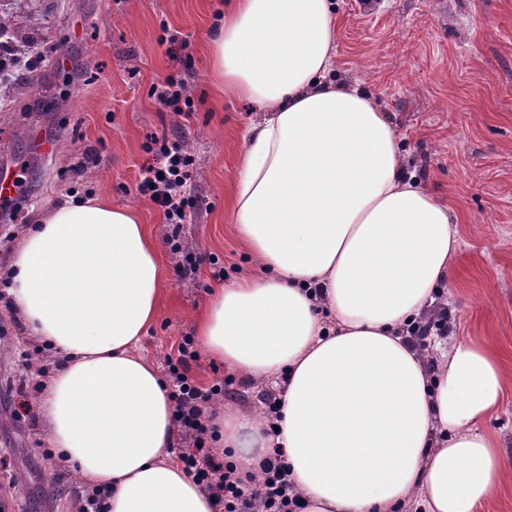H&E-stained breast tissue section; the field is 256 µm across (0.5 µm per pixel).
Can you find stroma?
<instances>
[{
	"mask_svg": "<svg viewBox=\"0 0 512 512\" xmlns=\"http://www.w3.org/2000/svg\"><path fill=\"white\" fill-rule=\"evenodd\" d=\"M45 59L24 72L30 94L0 92V171L19 181L21 210L1 226L0 272L37 213L74 195L136 209L160 246L161 314L139 351L157 368L176 356L212 288L260 268L229 217L246 132L260 113L210 73L208 40L224 0H0ZM336 80L372 96L401 136L406 169L448 204L459 247L449 286L428 316L440 340L491 339L505 369L502 401L484 428L512 467V0H336ZM182 41L169 43L167 33ZM182 77L194 100L184 118L155 103L154 86ZM183 137L194 157L199 205L166 223L138 197L152 164L150 135ZM52 140L55 153L37 148ZM95 149L82 174L75 151ZM15 314L0 315V512H77L86 491L75 472L42 458L50 440L39 393L15 415Z\"/></svg>",
	"mask_w": 512,
	"mask_h": 512,
	"instance_id": "1",
	"label": "stroma"
}]
</instances>
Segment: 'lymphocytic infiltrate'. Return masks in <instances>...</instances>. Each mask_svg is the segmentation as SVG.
<instances>
[{
  "label": "lymphocytic infiltrate",
  "mask_w": 512,
  "mask_h": 512,
  "mask_svg": "<svg viewBox=\"0 0 512 512\" xmlns=\"http://www.w3.org/2000/svg\"><path fill=\"white\" fill-rule=\"evenodd\" d=\"M191 189L192 158L183 140H159L155 163L147 167L137 187L139 195L162 210L166 223L181 224L192 206ZM178 353V358H166L165 365L179 435L174 453L184 472L208 488L218 512H300V497L280 449H273L260 477L253 479L237 476L235 468L211 448L207 421L215 397L229 395L230 382L225 379L206 390L197 387L188 375L196 352L183 344Z\"/></svg>",
  "instance_id": "lymphocytic-infiltrate-1"
}]
</instances>
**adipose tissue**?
Wrapping results in <instances>:
<instances>
[{
    "label": "adipose tissue",
    "instance_id": "ef3b65f1",
    "mask_svg": "<svg viewBox=\"0 0 512 512\" xmlns=\"http://www.w3.org/2000/svg\"><path fill=\"white\" fill-rule=\"evenodd\" d=\"M332 0H234L209 38L217 83L263 112L230 212L262 273L215 289L195 320L208 357L282 380L261 416L220 407L214 444L241 471L280 447L304 512H481L506 466L483 422L503 367L490 340L409 331L451 279L458 229L404 168L401 138L359 87L334 82ZM12 310L57 367L42 399L64 464L108 512H215L171 457L174 405L137 348L160 315L156 240L134 209L65 202L21 234Z\"/></svg>",
    "mask_w": 512,
    "mask_h": 512
}]
</instances>
